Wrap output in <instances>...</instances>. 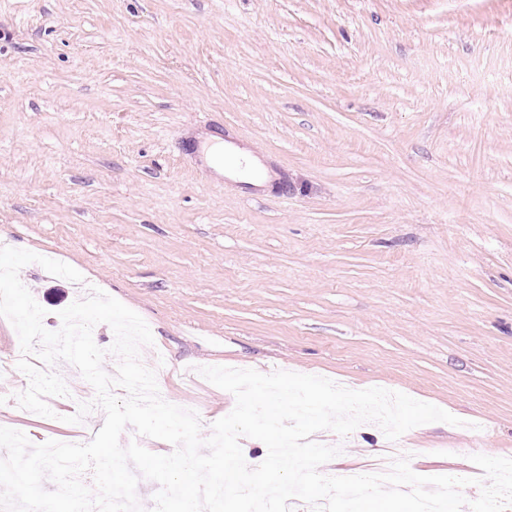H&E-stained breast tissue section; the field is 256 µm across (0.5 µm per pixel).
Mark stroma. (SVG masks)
<instances>
[{
	"mask_svg": "<svg viewBox=\"0 0 512 512\" xmlns=\"http://www.w3.org/2000/svg\"><path fill=\"white\" fill-rule=\"evenodd\" d=\"M258 147L244 199L199 141ZM50 256L140 315L202 438L236 403L203 366L380 387L460 418L404 433L421 476L512 457V0H0V246ZM19 277L56 330L73 282ZM0 319V422L89 442L70 363L53 417ZM335 469L368 472L364 424Z\"/></svg>",
	"mask_w": 512,
	"mask_h": 512,
	"instance_id": "stroma-1",
	"label": "stroma"
}]
</instances>
